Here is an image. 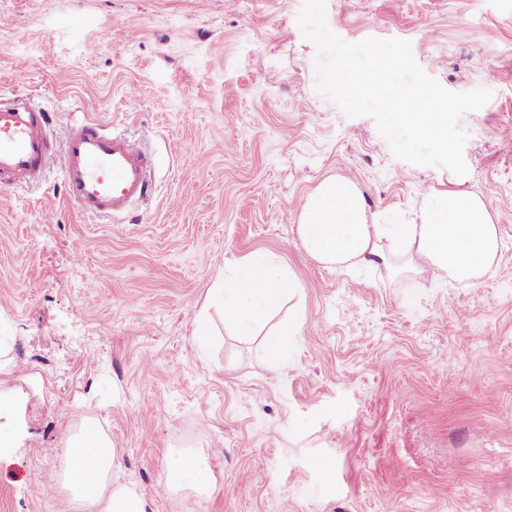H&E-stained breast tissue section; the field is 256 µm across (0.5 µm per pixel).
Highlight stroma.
I'll list each match as a JSON object with an SVG mask.
<instances>
[{
	"instance_id": "1",
	"label": "stroma",
	"mask_w": 512,
	"mask_h": 512,
	"mask_svg": "<svg viewBox=\"0 0 512 512\" xmlns=\"http://www.w3.org/2000/svg\"><path fill=\"white\" fill-rule=\"evenodd\" d=\"M304 0H0V96H31L59 148L70 113L154 158L151 196L89 221L60 171L0 188V512H52L68 427L98 424L112 480L147 512H512V0H326L348 42L410 41L465 114L464 176L393 157L375 121L316 89ZM378 224L450 187L500 229L474 283L399 264L313 259L297 231L327 178ZM265 253L302 319L280 364L210 309L218 278ZM179 448L206 496L154 493Z\"/></svg>"
}]
</instances>
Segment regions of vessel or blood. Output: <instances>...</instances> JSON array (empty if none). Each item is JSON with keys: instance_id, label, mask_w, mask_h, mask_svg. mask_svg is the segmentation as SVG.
I'll use <instances>...</instances> for the list:
<instances>
[{"instance_id": "vessel-or-blood-1", "label": "vessel or blood", "mask_w": 512, "mask_h": 512, "mask_svg": "<svg viewBox=\"0 0 512 512\" xmlns=\"http://www.w3.org/2000/svg\"><path fill=\"white\" fill-rule=\"evenodd\" d=\"M50 117L27 97L0 99V184L33 187L59 170L69 198L100 219L125 212L152 193L146 150L85 117H72L61 148L49 143Z\"/></svg>"}]
</instances>
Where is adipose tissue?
Instances as JSON below:
<instances>
[{"label":"adipose tissue","instance_id":"obj_1","mask_svg":"<svg viewBox=\"0 0 512 512\" xmlns=\"http://www.w3.org/2000/svg\"><path fill=\"white\" fill-rule=\"evenodd\" d=\"M298 234L307 252L327 265L376 264L384 257L380 242L387 239L396 257L417 273L465 283L490 272L500 248L497 225L484 202L468 191L448 190L438 208L423 211L416 223L373 224L357 188L338 179L325 180L306 199ZM293 291L285 267L251 256L239 262L233 277L219 281L211 302L248 334L263 330L271 307ZM62 451L68 512L81 505L89 512H146L143 493L113 484L119 454L103 431L87 422L70 428ZM162 485L168 493L189 488L208 494L212 471L207 457L195 451L170 454Z\"/></svg>","mask_w":512,"mask_h":512}]
</instances>
